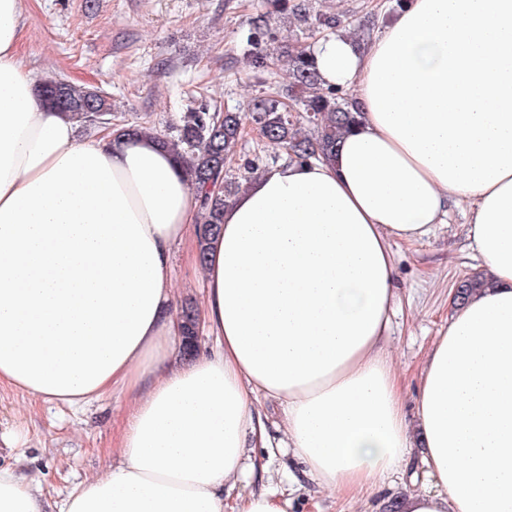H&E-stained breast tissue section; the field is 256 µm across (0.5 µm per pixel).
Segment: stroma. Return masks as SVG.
Listing matches in <instances>:
<instances>
[{
    "mask_svg": "<svg viewBox=\"0 0 512 512\" xmlns=\"http://www.w3.org/2000/svg\"><path fill=\"white\" fill-rule=\"evenodd\" d=\"M28 17L23 63L36 79L50 76L94 86L112 102V121L169 131L200 101L245 107L262 93L242 47L265 0H24ZM467 216L453 211L428 237L392 241L398 302L389 338L405 370L406 411L414 413L418 367L452 312L457 282L479 272L465 237ZM127 407L121 393L80 410L0 391V464L30 481L49 503L118 464L113 448ZM290 512H389L403 482L386 483L343 504L305 481L290 484Z\"/></svg>",
    "mask_w": 512,
    "mask_h": 512,
    "instance_id": "35a3bbf8",
    "label": "stroma"
}]
</instances>
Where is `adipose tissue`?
Listing matches in <instances>:
<instances>
[{"instance_id":"obj_1","label":"adipose tissue","mask_w":512,"mask_h":512,"mask_svg":"<svg viewBox=\"0 0 512 512\" xmlns=\"http://www.w3.org/2000/svg\"><path fill=\"white\" fill-rule=\"evenodd\" d=\"M21 0H0V389L80 409L132 404L120 462L59 512H289L288 491L231 497L284 448L341 502L410 475L397 512H512V0H405L362 43L309 53L362 114L333 161H285L224 210L199 261L197 191L156 140H82L25 71ZM488 288L430 345L415 416L386 339L391 238L456 209ZM205 282L211 353L182 360L171 255ZM283 407L272 435L260 399ZM0 466V512H49Z\"/></svg>"}]
</instances>
